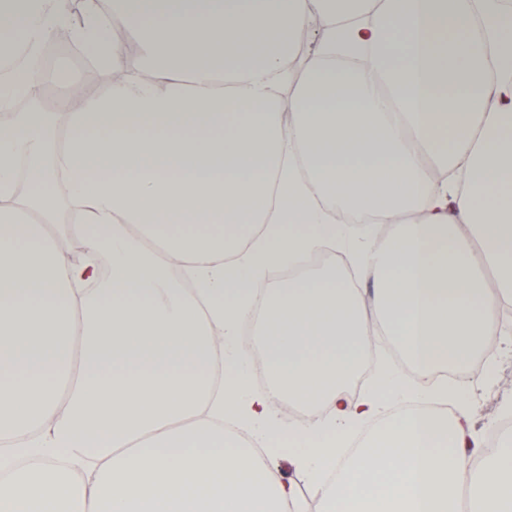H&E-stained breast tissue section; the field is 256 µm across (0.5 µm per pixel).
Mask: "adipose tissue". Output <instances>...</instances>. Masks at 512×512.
I'll use <instances>...</instances> for the list:
<instances>
[{"instance_id":"ef3b65f1","label":"adipose tissue","mask_w":512,"mask_h":512,"mask_svg":"<svg viewBox=\"0 0 512 512\" xmlns=\"http://www.w3.org/2000/svg\"><path fill=\"white\" fill-rule=\"evenodd\" d=\"M111 4L139 56L94 5L77 37L126 83L0 125V512H305L281 459L321 512H458L467 483L473 512H512V435L486 448L475 399L443 377L490 337L512 345V10ZM317 13V53L292 78ZM70 20V0H0V48L36 49ZM64 206L76 263L59 254ZM340 209L391 232L355 237ZM327 248L355 276L328 265L256 291ZM259 302L264 392L238 349ZM368 307L415 378L380 370L351 401ZM279 401L311 413L283 425ZM278 466L280 472L286 477V479H289L291 482L296 484L297 489L301 494L304 491L307 498L305 499L307 512H319L318 510H320V505L318 499L314 492L312 493L306 475L297 470L294 466L288 464L286 461H280Z\"/></svg>"}]
</instances>
